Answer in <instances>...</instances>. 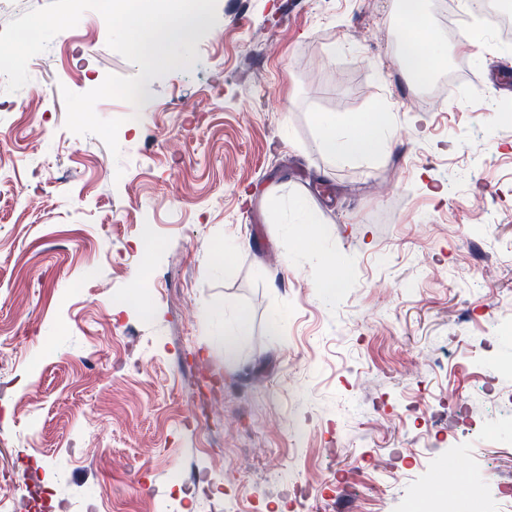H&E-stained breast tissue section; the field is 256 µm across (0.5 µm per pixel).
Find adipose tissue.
Returning a JSON list of instances; mask_svg holds the SVG:
<instances>
[{
    "instance_id": "obj_1",
    "label": "adipose tissue",
    "mask_w": 512,
    "mask_h": 512,
    "mask_svg": "<svg viewBox=\"0 0 512 512\" xmlns=\"http://www.w3.org/2000/svg\"><path fill=\"white\" fill-rule=\"evenodd\" d=\"M427 0H399L401 21L406 33L398 49V61L418 83H426L433 76L432 56L420 53L416 45L427 33L416 26L417 17L426 12ZM324 131L319 146L333 162L343 163L352 159L375 158L388 148V140L382 134L375 116L348 121L333 118L323 123Z\"/></svg>"
}]
</instances>
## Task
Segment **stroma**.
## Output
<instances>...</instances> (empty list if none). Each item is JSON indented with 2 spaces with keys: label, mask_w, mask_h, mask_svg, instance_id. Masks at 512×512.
<instances>
[{
  "label": "stroma",
  "mask_w": 512,
  "mask_h": 512,
  "mask_svg": "<svg viewBox=\"0 0 512 512\" xmlns=\"http://www.w3.org/2000/svg\"><path fill=\"white\" fill-rule=\"evenodd\" d=\"M396 3L217 0L190 70L96 104L116 156L65 127L62 89L139 71L98 12L0 86V479L33 469L70 512H404L432 486L512 512V89L482 78L512 43L428 0L466 90L434 109L378 36ZM382 108V156L319 149L323 116Z\"/></svg>",
  "instance_id": "1"
}]
</instances>
